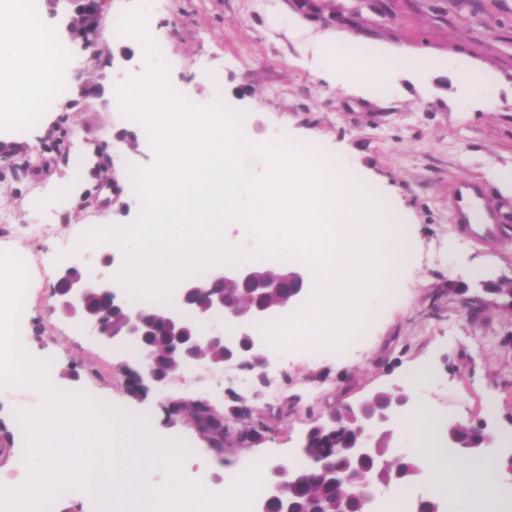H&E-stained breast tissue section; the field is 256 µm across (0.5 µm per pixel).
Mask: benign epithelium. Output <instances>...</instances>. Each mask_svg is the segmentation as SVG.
<instances>
[{
    "mask_svg": "<svg viewBox=\"0 0 512 512\" xmlns=\"http://www.w3.org/2000/svg\"><path fill=\"white\" fill-rule=\"evenodd\" d=\"M76 17L68 29L80 33L95 30L100 24L107 0H77ZM310 273L300 265L285 264L273 275L252 265H229L206 269L200 277L185 279L174 302L167 307L135 305L127 299L126 288L114 279L94 272L81 264L60 268L53 287L52 309L68 318H77L92 327L99 338L109 344H132L142 349L147 337L156 335L157 319L167 327L166 345L176 358L167 377L160 376L148 356L130 363L124 361L118 370L126 386L138 395L149 387L168 383L183 369L203 361L218 367L226 363L241 369L261 368L266 358L261 341L250 329L273 316L296 306L310 289ZM95 296L99 304L88 307ZM237 333L228 335L225 326ZM392 398L381 401L373 393L330 410L323 422L312 427L303 448L313 458L314 470L338 484H345L336 512H353V504L371 502L383 489L389 488L381 472L389 466L380 439L392 437L395 428L414 403L411 392L394 387ZM204 407L217 417L224 409L205 398L190 399L179 394L169 397L163 407L168 421H185L197 428L190 409ZM316 436L340 440L336 454L329 456L313 445ZM370 463L372 476L342 480V462ZM305 478L284 465L268 469L267 483L271 496L279 497Z\"/></svg>",
    "mask_w": 512,
    "mask_h": 512,
    "instance_id": "7a95c632",
    "label": "benign epithelium"
}]
</instances>
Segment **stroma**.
Wrapping results in <instances>:
<instances>
[{
  "label": "stroma",
  "instance_id": "stroma-1",
  "mask_svg": "<svg viewBox=\"0 0 512 512\" xmlns=\"http://www.w3.org/2000/svg\"><path fill=\"white\" fill-rule=\"evenodd\" d=\"M139 0H109L106 19L87 38L66 29L73 0H41L40 11L68 50L66 78L79 88L62 101L37 89L34 121L0 126V217L18 228L25 260L36 276L27 290L24 350L52 361L58 386L84 391L147 418L160 439L190 451L184 470L206 466L211 490L224 493L231 476L255 460L293 465L310 428L342 403L421 373L416 401L444 419L487 420L512 448V317L483 291V279L512 277V190L496 173L512 170V0H325L323 24L301 16L288 0H152L151 34L172 87L193 86L192 104L217 103L239 113L255 138L287 133L327 158L348 159L383 202L403 211L415 258L398 273V294L382 304L364 341L341 355L314 357L297 344L268 356L264 368L195 365L167 385L132 396L118 372L128 354L102 344L90 327L51 309L59 266L73 242L101 224H133L142 210L132 179L155 162L145 128L116 103L124 53L145 67L140 47L118 43L115 18ZM354 35L364 51L398 47L426 56L416 74L401 60L389 70L386 97L359 96L347 83L316 72L320 45ZM477 69L497 87L492 106L470 105L466 71ZM140 152L127 145L128 135ZM486 186L503 231L484 244L453 222V183ZM68 182L72 191L60 196ZM480 268L483 279L470 271ZM466 294H449V282ZM206 397L250 409L245 425L259 440L232 435L216 460L194 429L167 424V395ZM36 390L0 388V424L13 434L0 453V483H22L14 461L25 446L16 413L37 409Z\"/></svg>",
  "mask_w": 512,
  "mask_h": 512
}]
</instances>
